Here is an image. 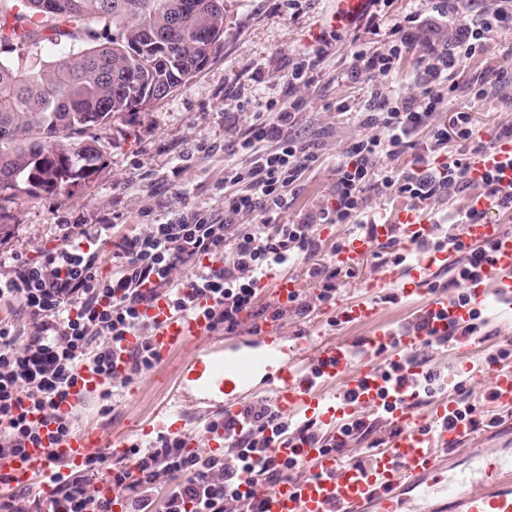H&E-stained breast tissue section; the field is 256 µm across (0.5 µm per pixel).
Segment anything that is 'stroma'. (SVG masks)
<instances>
[{
	"label": "stroma",
	"instance_id": "1",
	"mask_svg": "<svg viewBox=\"0 0 512 512\" xmlns=\"http://www.w3.org/2000/svg\"><path fill=\"white\" fill-rule=\"evenodd\" d=\"M419 14L416 38L402 50L387 85L410 95L418 88L413 68L427 46H446L452 27L433 12L429 0H390L388 15L374 34H359L336 17L335 0H224V35L207 65L186 85L140 111L119 116L95 129L103 143L104 170L72 196L23 194L0 206V254L33 259L54 242L65 224H153L190 208L221 207L219 185L224 164L233 158L255 113L288 99V69L321 34L340 32L320 64L316 80L298 90L304 101L291 134L313 144L320 160L289 192L285 220L329 197L333 168L344 147L363 135L352 115L364 103L350 79L356 42L381 50L394 43L392 26ZM455 110L472 114L482 138L512 123V105L491 97L481 102L460 95ZM135 395H122L114 410L101 413L89 400L83 419L106 434L124 431L129 422L147 419L164 401L166 389L153 373L137 382Z\"/></svg>",
	"mask_w": 512,
	"mask_h": 512
}]
</instances>
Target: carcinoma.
I'll return each mask as SVG.
<instances>
[{
  "mask_svg": "<svg viewBox=\"0 0 512 512\" xmlns=\"http://www.w3.org/2000/svg\"><path fill=\"white\" fill-rule=\"evenodd\" d=\"M179 0H60L44 14L42 0H0V200L19 193L67 197L94 181L104 167L99 141L89 130L112 118H133L130 99L116 84L144 68L153 82L142 107L162 100L203 69L200 35L216 45L224 13L199 7L173 24ZM172 35L169 51L144 40V30ZM60 50L45 60L38 50Z\"/></svg>",
  "mask_w": 512,
  "mask_h": 512,
  "instance_id": "cac0c4a2",
  "label": "carcinoma"
}]
</instances>
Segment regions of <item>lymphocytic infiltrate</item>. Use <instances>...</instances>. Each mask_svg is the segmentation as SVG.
<instances>
[{"instance_id":"obj_1","label":"lymphocytic infiltrate","mask_w":512,"mask_h":512,"mask_svg":"<svg viewBox=\"0 0 512 512\" xmlns=\"http://www.w3.org/2000/svg\"><path fill=\"white\" fill-rule=\"evenodd\" d=\"M436 0L433 10L452 20L447 47H428L413 73L422 86L417 96H388L384 80L411 38V18L395 22L398 42L388 51L358 45L351 77L365 81L370 104L359 111L366 135L352 140L345 158L334 170L332 199L312 206L293 222H282L288 209V187L297 183L319 156L312 144L294 139L289 131L302 106L287 103L267 117L257 118L248 131L241 161L224 168V202L220 212L195 208L173 221L145 227L98 224L66 228L58 244L41 248L33 259L0 258V465L38 446L40 430L31 415L41 412L55 424L59 437L78 427L81 409L68 406L70 388L81 367L89 366L103 379L101 400L116 387H128L158 360L150 345L152 325L145 311L166 299L170 309L190 311L200 297L210 299L206 314L210 329L258 335L261 323L304 319L336 304V295L348 269L323 261V249L340 252L348 245L341 237L325 244L318 228L323 224H352L358 234L370 233L375 218L368 210L373 196L404 197L413 208L427 211L432 201L453 198L477 188L494 202L499 215L512 214V183L498 172H485L472 181L473 163L490 151L495 141L512 140V124L499 127L483 141L471 113L453 110L459 90L475 101L489 95L512 100V65L491 60L488 69L472 72L459 85L461 66L489 57L494 37L512 27V0ZM451 110L450 125L427 127L436 112ZM456 154H449V143ZM409 155V166L395 172L393 160ZM483 215L464 210L449 215L447 229H435L402 249L397 241L376 245L372 256L380 263L405 265L408 254L451 251L456 256L450 281L453 302L470 306L468 321L450 326L449 337L480 336L488 325L481 308L472 306L467 285L480 278L489 249L463 243L455 232L460 224H476ZM218 261L219 269L202 268L203 259ZM302 265L307 288L287 302L262 300L258 280L272 268ZM187 269L178 277V269ZM139 345L128 355L124 375H115L114 346L126 336ZM418 373L403 385L398 363L386 364L391 382L386 389L406 408L430 404L446 388L425 349L409 361ZM229 445L211 453L190 451L183 433L158 436L148 448L131 444L128 455L103 453L84 469L52 477L51 491L12 485L0 472V512H112L121 499L125 512H259L256 503H244L242 485L276 486L304 477L301 458L284 457L278 441H311L328 452L374 440L376 422L355 418L345 423L339 439L327 437L319 421L293 424L273 401L260 397L242 406L237 416L222 421ZM109 483L104 496L97 481Z\"/></svg>"}]
</instances>
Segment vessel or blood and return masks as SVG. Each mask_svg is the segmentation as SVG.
I'll list each match as a JSON object with an SVG mask.
<instances>
[{
  "mask_svg": "<svg viewBox=\"0 0 512 512\" xmlns=\"http://www.w3.org/2000/svg\"><path fill=\"white\" fill-rule=\"evenodd\" d=\"M512 156V143L499 142L472 166V179L485 171L502 169L504 181H512V169L504 162ZM429 229L426 218L416 210H400L395 223L376 228L375 239L356 238L337 257L346 268L358 266L370 253L373 241L396 238L411 245ZM463 239L471 244L490 241L497 252L471 294L483 301L493 294L512 291V232L492 220L461 227ZM448 254L436 252L410 268L391 264L381 266L371 285L395 288L401 297L426 296L425 310L438 334H446L449 321L468 320V308L429 294L428 286L437 269L446 266ZM279 301L302 286L293 276L272 271L263 280ZM375 296L339 305L336 318L341 323H358L368 328L367 336L344 338L332 343L313 344L311 340L291 341L276 325L265 324L252 343L231 351L223 343L211 341L204 309L173 313L160 300L150 308L153 321L150 338L161 360L189 342L205 339L206 344L173 374L172 406L158 411L145 422L136 423L132 435L173 433L183 430L178 403L184 402L186 388H193L205 400L217 403L221 412L237 414L241 396L251 394L257 374H265L266 393L276 406L291 417L304 416L334 425L336 420L359 410L380 406L384 387L383 360L403 362L416 351L423 339L414 334L397 335L379 324ZM489 382V402L505 413H512V363H499L482 369ZM102 384L100 376L82 369L70 390V402L83 403ZM456 405L442 397L422 413L396 407L388 416L391 431L366 461L325 453L313 443L302 444L299 453L311 470L308 477L276 487L255 488L254 499L261 512H512V446H483L478 442L479 427L470 421H452ZM42 445L28 449L10 461L7 471L15 484L36 486L54 472L56 459L80 469L102 448L123 456L127 438H108L96 426L76 430L58 441L54 426L41 423Z\"/></svg>",
  "mask_w": 512,
  "mask_h": 512,
  "instance_id": "obj_1",
  "label": "vessel or blood"
}]
</instances>
